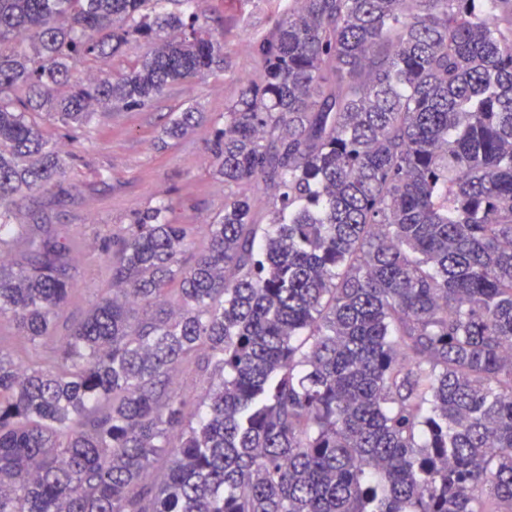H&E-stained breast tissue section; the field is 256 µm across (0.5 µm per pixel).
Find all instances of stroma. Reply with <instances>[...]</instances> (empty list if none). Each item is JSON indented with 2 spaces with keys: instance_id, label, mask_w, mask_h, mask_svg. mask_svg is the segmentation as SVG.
<instances>
[{
  "instance_id": "stroma-1",
  "label": "stroma",
  "mask_w": 512,
  "mask_h": 512,
  "mask_svg": "<svg viewBox=\"0 0 512 512\" xmlns=\"http://www.w3.org/2000/svg\"><path fill=\"white\" fill-rule=\"evenodd\" d=\"M287 0H197L201 23L223 44L229 67L172 86L153 106L96 113L79 130L45 115L36 122L56 144L66 165L61 188L27 192L20 202L27 224H59L78 239L76 296L62 312L80 319L110 276L104 250L124 233L137 212L171 202L177 224L212 223L224 205V180L214 172L206 146L223 124L224 107L236 96L241 77L256 70L252 42L270 31ZM195 107L202 117L178 143H164L167 116Z\"/></svg>"
}]
</instances>
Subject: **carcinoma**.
<instances>
[{
  "label": "carcinoma",
  "instance_id": "cac0c4a2",
  "mask_svg": "<svg viewBox=\"0 0 512 512\" xmlns=\"http://www.w3.org/2000/svg\"><path fill=\"white\" fill-rule=\"evenodd\" d=\"M253 52L208 145L224 211L137 213L59 336L72 236L16 206L65 168L28 115L82 126L226 57L190 0H0V325L56 344L16 363L0 332V512H512V0H292ZM146 51L147 45L142 40L130 37L123 47L122 53L109 59L102 68L112 72L123 71L129 64L141 59ZM176 382L180 392L191 397H199L203 395L209 389L211 384L209 379L199 375L194 370H180L178 372Z\"/></svg>",
  "mask_w": 512,
  "mask_h": 512
}]
</instances>
